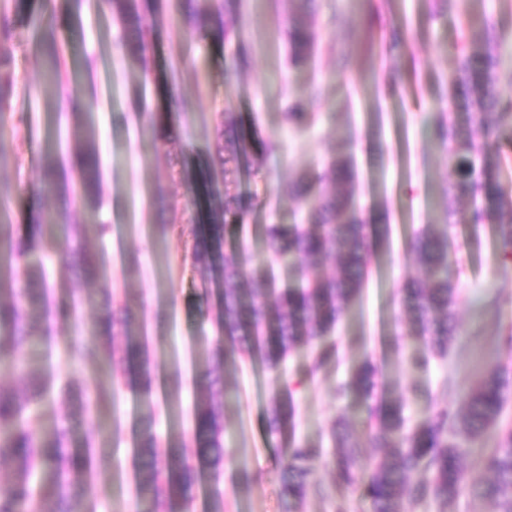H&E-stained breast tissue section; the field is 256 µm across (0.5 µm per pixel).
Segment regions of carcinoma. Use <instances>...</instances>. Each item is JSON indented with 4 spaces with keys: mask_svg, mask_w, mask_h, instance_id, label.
Instances as JSON below:
<instances>
[{
    "mask_svg": "<svg viewBox=\"0 0 512 512\" xmlns=\"http://www.w3.org/2000/svg\"><path fill=\"white\" fill-rule=\"evenodd\" d=\"M237 0H224L228 21L221 27L222 40L230 43L238 37L235 24ZM120 20L121 41L128 57L140 61L155 33L138 9V0H106ZM211 0H181L184 20L191 26L205 21ZM10 9H0V118L10 108L15 93L13 66V32ZM288 54L294 65L306 63L315 49L311 20L288 22ZM504 36L489 19L473 29L467 28L458 48L451 84L472 88L476 94L480 143L467 139L450 156L456 177L453 189L481 205L467 213L453 208L448 201V214L475 224L491 213L512 214V191L491 173L492 154L500 152L498 139L503 128L512 130V99L501 98L496 86L512 82V57L502 52ZM169 113L156 112L152 130L159 139L169 137ZM257 151L268 158L280 150L278 141L267 138L248 142L245 130L233 112L224 113L216 133V147L209 169L224 176V182L239 173L242 160ZM71 166L77 172L79 193L63 200V205L47 211L42 223L35 225L34 236L46 238L61 258L73 251L68 233L70 206L80 203L91 210L97 207L100 192V165L96 147L84 135H76L69 146ZM266 182L278 183L280 191L293 198L304 213L295 224H267V260L255 259L246 251L230 256L222 253L224 232L231 225L243 223L248 206L258 201L241 199L230 203L216 187L208 192L211 224L201 230L195 240L192 259L196 266L213 270L219 262L221 288L218 292L216 324L220 336L209 356L224 366L236 367L241 353H256L270 371H279L288 354L312 342H318L310 373L321 370L334 357L336 345L325 341L335 330L348 307L363 288L369 265L377 248L387 239V229H377L369 237L360 206L351 191L356 178L352 157L337 155L329 161L321 180L323 190L311 194L308 179L300 177L288 184L279 183L276 169L260 171ZM31 246L14 239L11 225L0 216V281L8 279L17 288H0L14 302L0 304V369L16 371L25 368L29 375L26 394L0 388V460L15 464L13 480L0 490V512H26L32 500V485L40 473L52 474L51 482L40 488L39 495L47 512H84V484L90 475L92 454L85 446L65 452L76 431L57 430L42 436L32 429L46 400L49 376L41 368L23 364L22 355L35 356L49 341L42 329L44 300L47 290L44 263L29 261ZM408 250L427 272L425 279H409L399 291V301L408 321L409 333L426 338L428 349L422 363L443 360L459 335V324L452 309L455 289L448 280V238L428 227L408 243ZM289 259L296 263L300 282L292 288L275 289L267 263ZM330 263L334 273L320 274ZM124 337L128 358L137 366L140 385L147 407H152V375L150 356L138 318L132 308L105 309L99 323H91L88 335L82 337L83 351L101 361L105 355L99 343L103 333ZM373 369L364 364L350 377L337 384L336 395H370ZM512 386L508 375L498 366L485 368L481 380L465 397V411L452 416L445 409L433 408L419 427L405 430L403 405L387 400L374 411L373 447L383 453L370 480L361 485L362 495L372 503V512H406V504L433 497L443 503L456 499L467 487L462 459L466 449L448 441V432L465 439H479L498 422L508 401ZM207 401L196 414L195 439L201 468L211 470L219 479L224 467V397L226 388L219 381L206 378ZM153 418L135 448L138 465L135 471L143 512H177V507L193 499L194 467L183 449L176 444L159 446L152 430ZM341 430L331 431L334 452L331 465L338 479L347 485L358 484V445L344 422ZM293 424L292 397L275 395L271 399L269 432L277 434ZM498 443L487 465L494 479L473 489L481 498L496 503L498 512H512V426L498 428ZM313 448L285 449L287 463L281 478L282 512H296L308 493L313 474ZM424 478L411 482L414 473Z\"/></svg>",
    "mask_w": 512,
    "mask_h": 512,
    "instance_id": "cac0c4a2",
    "label": "carcinoma"
}]
</instances>
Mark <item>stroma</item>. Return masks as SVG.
<instances>
[{
  "label": "stroma",
  "instance_id": "35a3bbf8",
  "mask_svg": "<svg viewBox=\"0 0 512 512\" xmlns=\"http://www.w3.org/2000/svg\"><path fill=\"white\" fill-rule=\"evenodd\" d=\"M140 6L156 30L141 62L127 59L117 38L120 23L103 2L76 11L64 0H22L11 16L17 92L0 122V151L20 161L0 167V213L15 236L29 238L32 225L56 205V197L39 192L44 156L59 129L77 121L41 93L51 52L64 63L61 93L82 101L101 161L99 218L111 232L105 241L89 236L82 243L95 275L77 276L69 262L50 256L44 242L34 244L52 288L48 325L57 342L48 363L54 384L98 400L79 419L81 434L98 448L86 499L93 512H138L134 448L147 411L155 413L160 443L175 440L187 456L196 452L195 413L205 399L199 379L210 367L207 350L217 336L218 284L210 271L193 267L190 252L195 230L208 223L215 127L221 113L233 112L249 136L278 139L281 151L250 157L248 168L227 185L229 195L255 193L260 202L242 225L226 230L224 254L242 244L265 257V225L302 218L294 201L258 186L254 168H275L285 180L314 178L339 153L356 162L353 192L365 223L387 225L391 244L370 265L360 299L331 336L337 347L332 363L310 374L314 349L305 346L288 356L279 373L248 355L225 374L224 472L219 482L200 480L190 512H211L219 498L224 512H281L282 450L291 441L320 451L312 476L316 489L298 512H371L370 501L337 483L328 465L334 421L345 418L358 438L359 476L366 481L379 458L370 446L368 404L401 400L411 430L429 407L462 412L485 364L512 373V258L503 257L491 222H449L441 202L454 181L448 149L428 130L444 112L458 138L474 134L469 91L450 87L461 16L490 15L512 39V0H318L316 53L300 66L288 62L287 38L288 18L302 14L299 0H243L239 36L230 49L187 26L179 0H140ZM37 20L45 24L40 35L33 27ZM234 49L249 57L247 69L231 68ZM172 62L181 69L173 89L166 79ZM316 83L325 104L311 124L292 126L287 112L296 105L310 108ZM167 111L174 118L164 143L150 131V115ZM165 224L176 225V232L162 233ZM429 224L448 237L453 310L463 333L446 360L417 368L412 360L426 343L405 335L398 291L405 278L423 274L405 244ZM103 288L111 289L113 305L135 304L151 327L149 353L160 363L152 406L142 403L138 388L112 386L113 376L129 369L122 337L112 339L106 364L92 362L73 342L99 315L73 310V303ZM365 363L375 369L368 403L337 396V384ZM286 386L294 390V431L273 435L266 427L269 402ZM243 471L252 476L251 485L240 484Z\"/></svg>",
  "mask_w": 512,
  "mask_h": 512
}]
</instances>
